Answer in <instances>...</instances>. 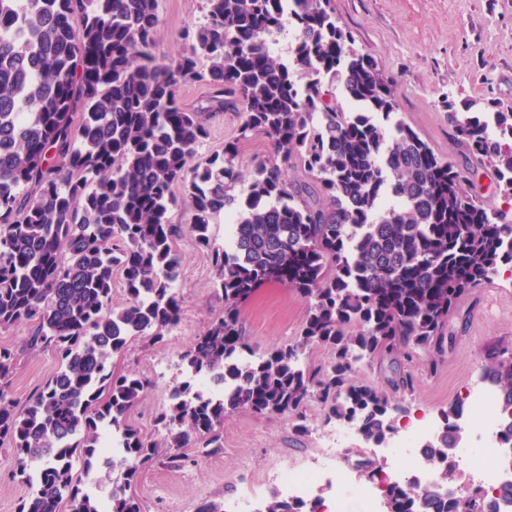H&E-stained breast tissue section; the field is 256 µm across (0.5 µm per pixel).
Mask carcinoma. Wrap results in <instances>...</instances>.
<instances>
[{"instance_id":"1","label":"carcinoma","mask_w":512,"mask_h":512,"mask_svg":"<svg viewBox=\"0 0 512 512\" xmlns=\"http://www.w3.org/2000/svg\"><path fill=\"white\" fill-rule=\"evenodd\" d=\"M286 18L293 62L309 76L303 88L269 48ZM160 27L157 0H0V329L29 325L28 348L60 359L18 412L9 399L17 357L0 346V445L31 485L18 512H58L63 500L72 512H102L73 474L76 464L86 474L98 467L102 427L119 441L111 512H142L126 489L156 462L179 468L183 448L220 451L224 417L239 409L288 413L304 435L314 399L326 421L354 422L366 444L382 446L404 409L352 383L353 366L416 349L451 352L448 316L458 299L512 262V220L469 193L466 173L394 118L391 85L336 25L330 0H206L204 22L184 31V49L168 63L152 53ZM325 75L342 82L354 109L325 99ZM188 82L208 86L209 109L239 113L241 137L263 136L279 158L256 163L242 199L232 194L238 143L192 164L209 132L204 112L178 103ZM448 122L512 194V112H450ZM297 161L319 192L286 182ZM180 201L224 316L182 355L187 380L172 389L156 440L126 422L147 381L112 373L111 359L137 337L163 342L180 321L172 285L182 225L168 217ZM234 206L226 250L213 243L210 221ZM117 274L120 306L112 304ZM271 281L294 288L308 309L297 343L260 353L240 303ZM311 345L332 350L334 363L301 361ZM199 376L223 389L201 392ZM482 379L512 407V344L485 351ZM387 383L411 391L415 378L400 372ZM461 439V429L445 426L423 446V463L444 482ZM258 512L315 505L273 495ZM385 512H485V497L473 488L450 501L415 480L389 491Z\"/></svg>"}]
</instances>
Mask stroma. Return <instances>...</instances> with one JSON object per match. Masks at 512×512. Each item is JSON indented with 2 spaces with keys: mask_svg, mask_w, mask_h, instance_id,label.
<instances>
[{
  "mask_svg": "<svg viewBox=\"0 0 512 512\" xmlns=\"http://www.w3.org/2000/svg\"><path fill=\"white\" fill-rule=\"evenodd\" d=\"M336 22L350 35L356 49L368 52L392 82L396 117L415 131L433 152L476 172V193L492 208L512 218V196L499 188L490 168L471 158L448 123L449 110L512 112V0H331ZM162 20L155 43L157 60L174 58L182 47L181 33L204 19L205 0H158ZM209 137L197 147L194 163L223 151L225 142L238 141V166L244 191L258 161L271 158L267 140L258 134L240 138L241 119L232 111H207ZM181 258L174 289L182 300L181 320L163 343L133 340L114 356V373L142 377L148 389L130 411L128 422L142 433L159 436L157 418L169 405V393L185 378L182 354L212 320L224 314L217 299L214 271L192 235L175 242ZM307 301L283 282H268L241 304L245 334L257 349L281 347L298 341L307 313ZM470 319L459 328L451 352L435 367L425 364V351L412 360L384 358L360 363L353 382L387 389L395 372H411L417 379L413 392L394 393L405 408L396 429L439 421L443 410L464 401L481 383L482 355L498 343H512V266L476 288L459 302ZM25 325L0 330V345L12 347L18 362L12 377V398L25 404L59 368L55 353L31 350ZM310 431L295 435L294 421L286 414L256 415L242 410L225 417L221 453L199 456L187 449L182 468L163 463L144 470L130 489L143 512H196L205 501L241 503L256 498L265 503L279 487L277 469L315 464L320 450L336 440L338 421H326L322 406L306 408ZM371 460L380 471L410 468L409 458L384 457L355 439L340 464L350 485L362 483L358 463ZM15 459L0 446V512H17L30 486L15 477Z\"/></svg>",
  "mask_w": 512,
  "mask_h": 512,
  "instance_id": "1",
  "label": "stroma"
}]
</instances>
